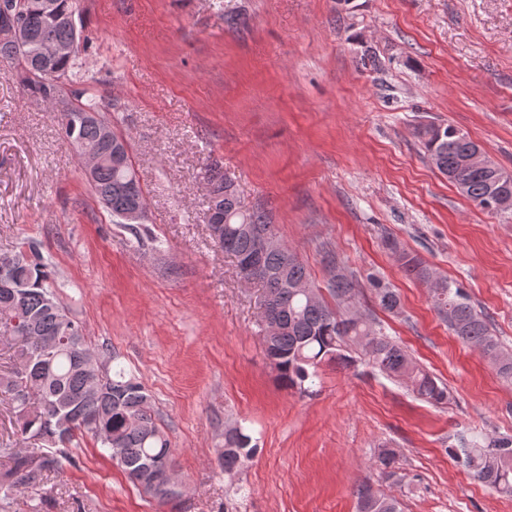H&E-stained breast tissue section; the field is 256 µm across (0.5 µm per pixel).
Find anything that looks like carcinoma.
I'll list each match as a JSON object with an SVG mask.
<instances>
[{"mask_svg":"<svg viewBox=\"0 0 512 512\" xmlns=\"http://www.w3.org/2000/svg\"><path fill=\"white\" fill-rule=\"evenodd\" d=\"M80 0H59V14L48 19L29 8L23 18L28 42L24 46L0 44V61L14 66L25 62L34 72L21 78L22 90L36 100L53 103L74 96L70 112H57L58 124L74 148L98 146L112 154V145L100 140L99 129L92 123L76 119L77 112L103 113V100L85 88L80 62L86 42H78L71 57L46 62L35 55L43 42H71L80 32L71 22L79 15ZM425 152L435 167L453 176L465 186L466 198L483 210H491L492 182L490 174L472 171L461 161L472 142L454 126H422L415 130ZM133 165L118 170L106 162L96 179L90 182L98 199L109 202L112 218L120 221L129 209L145 201L144 191L135 192L129 185ZM208 210L224 216L225 253L234 257L249 255L255 236L242 231L245 224L261 232L276 234L266 214L246 208L238 191L227 192L228 179L208 170ZM33 259L15 269L10 287L0 288V328L12 341L10 370L0 375V389L10 395L15 415L16 440L0 444V456L11 459V467L0 471V497L7 500L20 488L37 492L43 487L46 473L61 469L66 459L64 449L78 437L89 436L105 450L116 441L124 448V459L118 462L130 481L163 502L170 494L160 475L175 471L174 449L166 433L156 424L150 394L141 383L125 374L124 369L109 368L105 375L88 367L83 355L95 353L114 360L109 353L87 341L83 326L75 319V346L61 345L51 357H44L36 347L39 336L64 335L65 307L46 304L48 265L43 263L37 243H25ZM398 261L410 278L430 288L434 308L448 328L463 342L477 347L502 377L512 379V356L501 349L492 336L485 318L469 303L459 288L446 279L437 278L418 256L401 251ZM264 264L270 280L259 281L264 300V314L274 320L277 331L263 336L267 356L279 376L289 386H304L317 378V368L324 361L350 367L363 359L368 365L409 383L412 392L430 404L448 400L447 389L436 378L417 366L398 343L388 337L379 323L352 311L356 285L346 274H336L329 290L336 306H329L320 296L313 298L302 290L289 287L309 283L304 264L282 245L268 251ZM370 284L378 305L395 313L400 308L397 292L371 277ZM360 348L359 357L350 347ZM257 452V445L244 427L236 424L224 431L221 465L226 474L241 473ZM478 481L505 494H512V437H489L482 443L462 442L449 449ZM358 512H400L398 500L381 493L364 481L354 490Z\"/></svg>","mask_w":512,"mask_h":512,"instance_id":"obj_1","label":"carcinoma"}]
</instances>
